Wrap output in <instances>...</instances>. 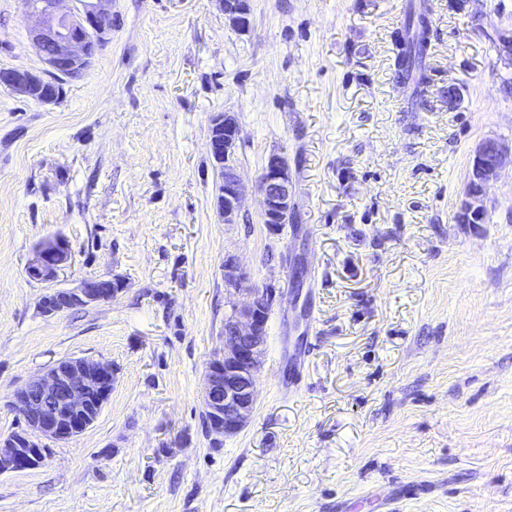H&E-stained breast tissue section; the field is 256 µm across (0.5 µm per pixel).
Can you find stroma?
I'll return each mask as SVG.
<instances>
[{
	"mask_svg": "<svg viewBox=\"0 0 512 512\" xmlns=\"http://www.w3.org/2000/svg\"><path fill=\"white\" fill-rule=\"evenodd\" d=\"M410 0H115L112 33L60 102L0 87V435L56 362L111 364L92 426L0 473V512H512V166L459 214L476 148L512 144V0H425L423 97L392 74ZM22 0H0V69L40 74ZM238 117L246 187L216 209L210 118ZM283 153L280 233L256 178ZM59 236L55 284L28 277ZM271 296L247 426L205 429L229 313L224 259ZM115 279L55 317L50 287ZM310 345L302 388L276 357ZM230 24L239 32H246L251 26L249 0H218ZM71 259V250L63 238L53 237L41 242L34 250L26 272L32 279L54 282Z\"/></svg>",
	"mask_w": 512,
	"mask_h": 512,
	"instance_id": "1",
	"label": "stroma"
}]
</instances>
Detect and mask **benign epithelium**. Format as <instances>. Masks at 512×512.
<instances>
[{
	"instance_id": "1",
	"label": "benign epithelium",
	"mask_w": 512,
	"mask_h": 512,
	"mask_svg": "<svg viewBox=\"0 0 512 512\" xmlns=\"http://www.w3.org/2000/svg\"><path fill=\"white\" fill-rule=\"evenodd\" d=\"M230 24L240 32L251 26L250 0H218ZM34 18L31 38L48 73L62 80L79 78L91 57L112 32V0H37L27 6ZM48 83L27 69L0 70V85L22 98L42 105L58 101L57 94L33 96L38 85ZM241 128L233 112H219L210 122L208 151L223 173L217 207L224 223L234 224L244 200V186L237 162ZM508 150L488 139L476 150L468 200L461 220L472 224L484 213L486 184L498 176ZM262 195L263 223L273 232L293 207V179L287 158L268 155L257 176ZM71 259L64 239L49 238L34 250L26 272L32 279L51 283ZM224 285L236 297L224 324L222 349L209 362L202 393L208 431L215 436L240 432L249 422L257 394L255 377L267 344L268 292L250 283L236 258L224 259ZM117 289L101 287V281L83 282L76 288L54 289L44 295L39 308L46 316L63 313L76 305L90 306L112 299ZM112 391V366L89 358H68L36 375L13 395L11 406L25 420L26 428L0 438V473L35 469L44 461L41 439L68 440L89 428Z\"/></svg>"
}]
</instances>
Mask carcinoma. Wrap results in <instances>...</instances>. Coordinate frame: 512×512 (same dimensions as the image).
<instances>
[{"instance_id":"cac0c4a2","label":"carcinoma","mask_w":512,"mask_h":512,"mask_svg":"<svg viewBox=\"0 0 512 512\" xmlns=\"http://www.w3.org/2000/svg\"><path fill=\"white\" fill-rule=\"evenodd\" d=\"M429 39L430 21L426 7L422 4H409L406 21L394 35V78L401 84L415 82L418 96L422 95L426 80L424 61Z\"/></svg>"}]
</instances>
